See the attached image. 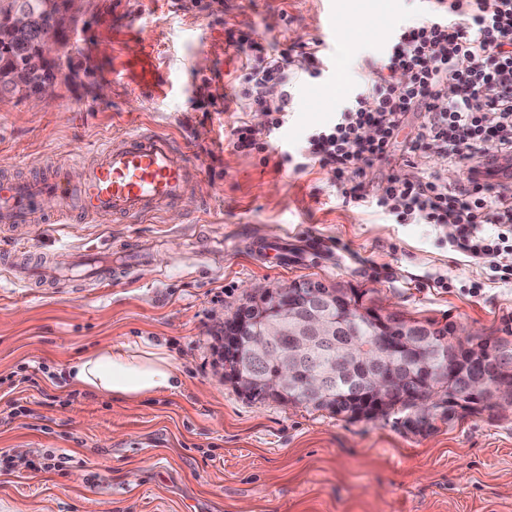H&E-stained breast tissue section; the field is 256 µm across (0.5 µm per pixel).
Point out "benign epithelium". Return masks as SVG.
Returning a JSON list of instances; mask_svg holds the SVG:
<instances>
[{"label":"benign epithelium","mask_w":512,"mask_h":512,"mask_svg":"<svg viewBox=\"0 0 512 512\" xmlns=\"http://www.w3.org/2000/svg\"><path fill=\"white\" fill-rule=\"evenodd\" d=\"M4 11L8 29L24 27L29 20L26 0H9ZM91 0H40L42 9L57 18L68 43L49 41L33 52L24 68L13 71L8 79L22 88L33 71L50 69L52 76L29 97L38 105L53 98L76 74L69 70L71 43L79 34L80 22ZM364 326L371 331L370 344H354L339 350L337 369L351 376H362L357 397L359 412L378 415L390 405H404L413 415L431 416L437 409H448L453 418L485 411L512 408V371L501 368L512 363V336L474 339L455 322L448 323V337L435 341L438 327L421 325L399 311L368 301L361 292L341 284L303 279L281 286L254 285L248 289L239 312L219 322L215 352L224 370V380L247 396L264 388L270 399L288 397V391L305 396H327L331 370L299 376L298 367L316 343L336 346L333 336L338 325ZM285 336L299 340L301 354L288 351ZM385 336L422 337L419 359L420 378L402 375L392 367L395 357L382 344ZM255 359H273L279 364L277 375L261 380L245 368L243 348ZM495 358L489 372L472 376L468 367L485 355ZM452 370L457 388L445 392L431 389L433 378Z\"/></svg>","instance_id":"benign-epithelium-1"}]
</instances>
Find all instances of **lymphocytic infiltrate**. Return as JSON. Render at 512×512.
<instances>
[{"instance_id": "obj_1", "label": "lymphocytic infiltrate", "mask_w": 512, "mask_h": 512, "mask_svg": "<svg viewBox=\"0 0 512 512\" xmlns=\"http://www.w3.org/2000/svg\"><path fill=\"white\" fill-rule=\"evenodd\" d=\"M246 61L235 98L266 117L268 138L249 125L237 127L238 151L265 152L293 108V86L316 77L326 53L320 39L270 49L240 37ZM468 68H459L460 59ZM368 78L343 112L308 138L315 162L332 166L344 200L361 201L363 180L375 162L396 148L412 153L439 150L465 167L467 186L448 189V176L434 173L411 182L387 177L376 208L404 220L437 225L448 244L470 261L512 276V182L483 171L486 159L512 157V0H430L427 17L395 30L386 53L366 59ZM454 96H446L448 83ZM419 119L416 135L400 141L407 115ZM373 128L364 138V128ZM487 153H480L481 145Z\"/></svg>"}]
</instances>
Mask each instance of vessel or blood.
Masks as SVG:
<instances>
[{"label":"vessel or blood","mask_w":512,"mask_h":512,"mask_svg":"<svg viewBox=\"0 0 512 512\" xmlns=\"http://www.w3.org/2000/svg\"><path fill=\"white\" fill-rule=\"evenodd\" d=\"M41 176L18 180L0 176V227L119 218L145 224L170 207L196 194L200 171L181 144L169 134L131 131L102 145L93 159H44ZM53 199L54 213L46 215L45 199ZM56 285L81 276L94 287L112 284V265L89 250L63 254L49 271Z\"/></svg>","instance_id":"obj_1"}]
</instances>
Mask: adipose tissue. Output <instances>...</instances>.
<instances>
[{
    "label": "adipose tissue",
    "mask_w": 512,
    "mask_h": 512,
    "mask_svg": "<svg viewBox=\"0 0 512 512\" xmlns=\"http://www.w3.org/2000/svg\"><path fill=\"white\" fill-rule=\"evenodd\" d=\"M74 384L104 397L135 400L178 390L181 377L165 352L97 348L69 366Z\"/></svg>",
    "instance_id": "adipose-tissue-1"
}]
</instances>
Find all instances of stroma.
I'll return each mask as SVG.
<instances>
[{
	"mask_svg": "<svg viewBox=\"0 0 512 512\" xmlns=\"http://www.w3.org/2000/svg\"><path fill=\"white\" fill-rule=\"evenodd\" d=\"M360 14L322 87L320 110L293 90L280 151H236L233 132H264L261 112L230 97L242 58L230 38L298 45L322 34L326 0H92L71 63L75 85L34 105L0 98V174H43L45 156L92 153L129 128L177 136L201 171L198 194L162 223L30 224L9 239L45 250H111L109 288L14 283L0 270V512H512V411L414 433L403 414L334 416L252 401L225 384L213 351L219 320L248 286L315 278L369 291L423 321L499 335L512 322V281L452 252L434 225L371 209L387 175L445 169L420 154L375 164L366 201L344 202L332 167L303 163L306 133L328 120L364 58L380 53V20L422 17L419 0H335ZM106 86L98 96L97 86ZM149 257L126 268L123 249ZM479 294H472L473 282ZM162 349L180 390L103 399L69 378L96 347Z\"/></svg>",
	"mask_w": 512,
	"mask_h": 512,
	"instance_id": "1",
	"label": "stroma"
}]
</instances>
